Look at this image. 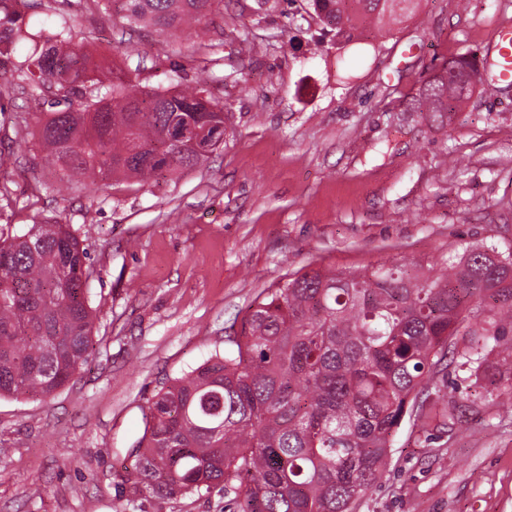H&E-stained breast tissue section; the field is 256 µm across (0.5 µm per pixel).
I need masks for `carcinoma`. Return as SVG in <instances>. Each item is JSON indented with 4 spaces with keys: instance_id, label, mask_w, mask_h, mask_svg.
Here are the masks:
<instances>
[{
    "instance_id": "obj_1",
    "label": "carcinoma",
    "mask_w": 512,
    "mask_h": 512,
    "mask_svg": "<svg viewBox=\"0 0 512 512\" xmlns=\"http://www.w3.org/2000/svg\"><path fill=\"white\" fill-rule=\"evenodd\" d=\"M133 23L159 29L200 20L214 0H118ZM413 0H312L338 45L370 24L398 23ZM25 37L0 0V64ZM26 65L34 96L47 84L64 107L38 138L62 180L146 183L193 170L210 154L173 143L172 129L219 127L207 81L183 91L140 90L111 72L86 99L90 56L62 27L40 35ZM473 85L436 74L404 106L457 112ZM87 252L64 224H32L0 238V399L48 398L87 362L94 344ZM465 333L470 359L512 333V241L488 235L441 272L398 263L371 271L301 268L241 322L232 355L215 356L148 398L134 488L200 495L236 483L234 512H353L385 464L395 432L425 410V377Z\"/></svg>"
}]
</instances>
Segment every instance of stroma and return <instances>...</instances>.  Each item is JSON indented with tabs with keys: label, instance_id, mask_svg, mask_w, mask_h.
<instances>
[{
	"label": "stroma",
	"instance_id": "obj_1",
	"mask_svg": "<svg viewBox=\"0 0 512 512\" xmlns=\"http://www.w3.org/2000/svg\"><path fill=\"white\" fill-rule=\"evenodd\" d=\"M32 30L67 25L97 65L150 90L207 78L224 143L202 166L147 184L60 189L37 138L58 97L0 69V229L69 225L88 253L94 350L45 400L0 399V512H232L233 488L132 495L147 400L211 356L269 288L302 267L424 271L496 229L512 240V83L482 78L458 112L403 104L448 61H495L512 0H418L390 33L320 40L309 0H220L167 31L101 0H15ZM429 374L426 411L405 416L377 486L353 512H512V378L485 391L469 337Z\"/></svg>",
	"mask_w": 512,
	"mask_h": 512
}]
</instances>
